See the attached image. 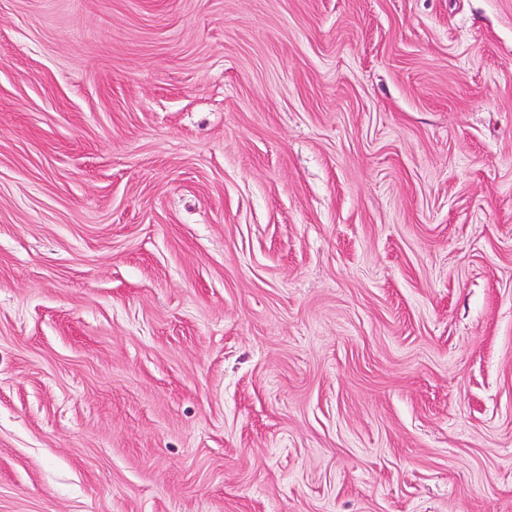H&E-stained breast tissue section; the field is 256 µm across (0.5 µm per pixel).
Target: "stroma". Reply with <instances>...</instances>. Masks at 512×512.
Segmentation results:
<instances>
[{
    "instance_id": "35a3bbf8",
    "label": "stroma",
    "mask_w": 512,
    "mask_h": 512,
    "mask_svg": "<svg viewBox=\"0 0 512 512\" xmlns=\"http://www.w3.org/2000/svg\"><path fill=\"white\" fill-rule=\"evenodd\" d=\"M0 512H512V0H0Z\"/></svg>"
}]
</instances>
